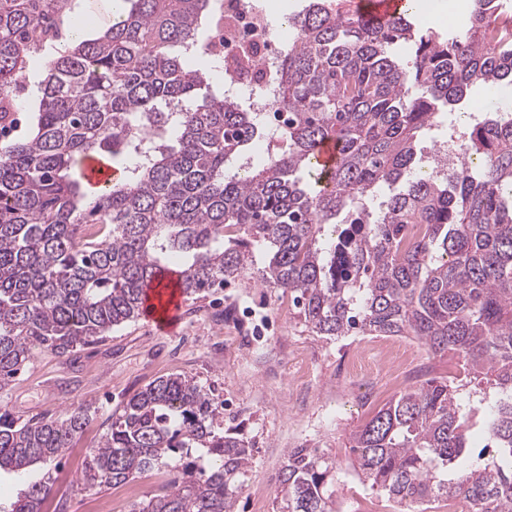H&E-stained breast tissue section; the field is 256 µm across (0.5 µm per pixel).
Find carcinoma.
Masks as SVG:
<instances>
[{"label": "carcinoma", "mask_w": 512, "mask_h": 512, "mask_svg": "<svg viewBox=\"0 0 512 512\" xmlns=\"http://www.w3.org/2000/svg\"><path fill=\"white\" fill-rule=\"evenodd\" d=\"M73 2L0 0V129L24 108L30 60L55 51L24 133L0 136V394L36 350L64 357L137 319L170 269L187 297L247 280L288 291L318 336H411L487 376L489 406L443 377L397 395L350 434L352 467L418 512L439 499L512 512V114L459 134L449 180L409 177L438 106L452 113L477 84L512 85V0H477L462 29L420 37L408 60L391 50L412 37L408 16L382 23L313 0L276 74L288 126L235 175L226 166L264 137L263 118L214 90L212 69L181 62L210 0H124L80 42L67 40ZM331 138L339 158L324 177L311 159ZM86 156L124 174L94 191L78 168ZM398 182L371 211L377 190ZM93 415L82 405L27 420L0 413V474L26 478L0 512H42ZM218 417L193 378L152 382L89 449L83 489L164 469L166 487L133 512H233L252 449ZM477 426L495 454L474 465ZM335 473L317 450L289 449L278 512H336Z\"/></svg>", "instance_id": "carcinoma-1"}]
</instances>
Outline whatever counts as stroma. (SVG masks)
I'll list each match as a JSON object with an SVG mask.
<instances>
[{"label":"stroma","instance_id":"1","mask_svg":"<svg viewBox=\"0 0 512 512\" xmlns=\"http://www.w3.org/2000/svg\"><path fill=\"white\" fill-rule=\"evenodd\" d=\"M355 342L352 336L329 340L312 333L289 306L286 291L232 281L186 298L175 332L157 331L140 318L65 358L36 352L0 395V407L24 419L74 405L96 412L57 470L47 512H94L106 502L116 512H131L158 492L168 476L156 471L141 476L132 494L123 485L87 492L78 484L79 468L116 410L173 373L209 390L222 405V427L242 434L252 447L234 512H274L276 479L291 448L315 449L336 462L338 501L346 512H399V504L363 485L348 466L349 435L374 413L364 394L340 381Z\"/></svg>","mask_w":512,"mask_h":512}]
</instances>
